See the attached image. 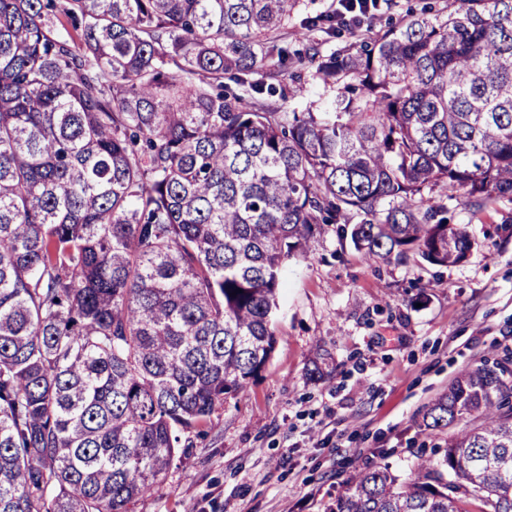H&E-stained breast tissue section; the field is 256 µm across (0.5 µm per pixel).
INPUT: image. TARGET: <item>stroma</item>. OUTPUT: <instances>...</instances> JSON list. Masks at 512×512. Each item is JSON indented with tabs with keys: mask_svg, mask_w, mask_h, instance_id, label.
<instances>
[{
	"mask_svg": "<svg viewBox=\"0 0 512 512\" xmlns=\"http://www.w3.org/2000/svg\"><path fill=\"white\" fill-rule=\"evenodd\" d=\"M455 265L365 260L334 230L286 263L260 376L187 434L183 461L134 512H328L356 471L414 476L447 432L427 412L466 369L512 356V203L456 201Z\"/></svg>",
	"mask_w": 512,
	"mask_h": 512,
	"instance_id": "obj_1",
	"label": "stroma"
}]
</instances>
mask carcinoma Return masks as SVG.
<instances>
[{"label": "carcinoma", "mask_w": 512, "mask_h": 512, "mask_svg": "<svg viewBox=\"0 0 512 512\" xmlns=\"http://www.w3.org/2000/svg\"><path fill=\"white\" fill-rule=\"evenodd\" d=\"M298 7L0 0V512H131L162 485L263 370L284 265L327 227L443 266L471 249L448 201L512 202V0L326 55L284 41ZM304 65L331 96L269 104L307 95ZM473 413L440 468L361 471L329 512H512L511 369L462 372L427 427Z\"/></svg>", "instance_id": "obj_1"}]
</instances>
